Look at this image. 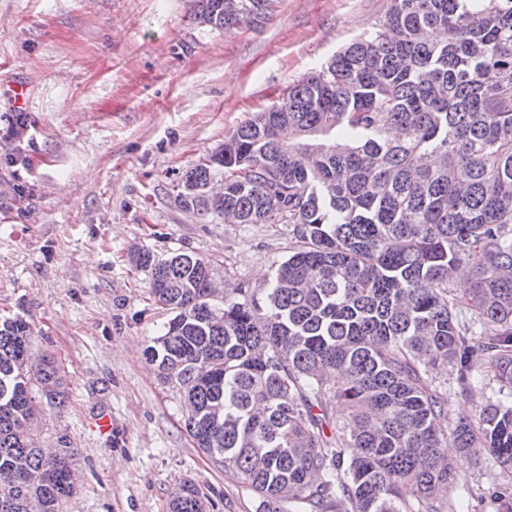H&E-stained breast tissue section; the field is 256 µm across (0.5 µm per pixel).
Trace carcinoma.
Masks as SVG:
<instances>
[{"mask_svg": "<svg viewBox=\"0 0 512 512\" xmlns=\"http://www.w3.org/2000/svg\"><path fill=\"white\" fill-rule=\"evenodd\" d=\"M275 2L190 0L213 29ZM181 181L187 212L290 225L288 258L252 291L216 288L200 257L132 251L172 313L147 355L257 512H454L450 446L496 460L484 497L512 512V0H389ZM31 346L24 316L0 318V512H59L75 489L72 450L37 434L41 404L64 403L61 367ZM438 365L466 393L488 372L499 397L446 418ZM170 509L205 505L185 482Z\"/></svg>", "mask_w": 512, "mask_h": 512, "instance_id": "cac0c4a2", "label": "carcinoma"}]
</instances>
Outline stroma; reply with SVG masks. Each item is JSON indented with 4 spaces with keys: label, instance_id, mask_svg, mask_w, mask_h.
<instances>
[{
    "label": "stroma",
    "instance_id": "stroma-1",
    "mask_svg": "<svg viewBox=\"0 0 512 512\" xmlns=\"http://www.w3.org/2000/svg\"><path fill=\"white\" fill-rule=\"evenodd\" d=\"M387 0H277L258 26L199 24L188 0H0V316L24 314L63 368L41 440L67 443L77 480L60 512H170L195 484L206 512H256L184 429L183 390L145 350L169 318L135 247L210 260L217 281L264 287L290 251L285 224L202 220L178 207L183 171L383 18ZM27 118L15 130L17 114ZM447 383L449 417L497 386ZM458 512H493L492 456L453 457Z\"/></svg>",
    "mask_w": 512,
    "mask_h": 512
}]
</instances>
